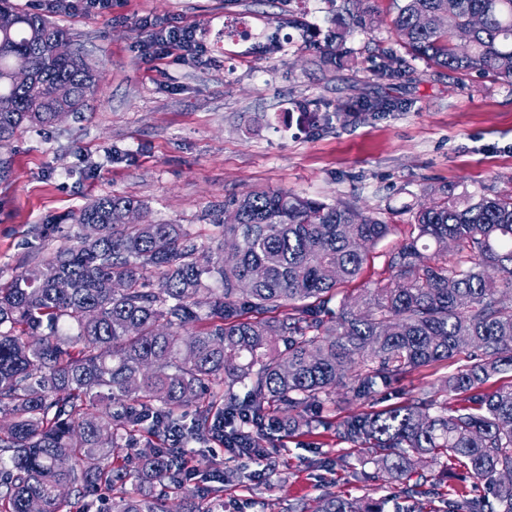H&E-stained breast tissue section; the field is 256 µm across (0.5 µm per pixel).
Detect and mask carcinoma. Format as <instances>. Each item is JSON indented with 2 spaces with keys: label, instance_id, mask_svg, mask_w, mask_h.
Segmentation results:
<instances>
[{
  "label": "carcinoma",
  "instance_id": "cac0c4a2",
  "mask_svg": "<svg viewBox=\"0 0 512 512\" xmlns=\"http://www.w3.org/2000/svg\"><path fill=\"white\" fill-rule=\"evenodd\" d=\"M333 28L316 66H344L347 41L372 20L373 0H328ZM405 50L376 64L398 78L410 62L512 83V0H392ZM0 145L24 129L81 113L96 70L46 15L0 0ZM25 70L31 79L16 81ZM409 208L410 231L388 255L392 278L356 298L369 250L390 231L381 216L281 189L224 202L236 222L224 239L235 259L207 257L182 224H119L139 200L106 195L71 215L74 245L0 282V512H74L91 495L104 512H224V497L186 489L181 455L224 437V416L249 423L228 442L269 438L268 421L298 427L344 385L376 399L391 384L440 361H469L432 391L336 424L365 448L377 472L399 480L418 464L457 461L487 494L448 502V512H512V195L479 187H430ZM459 257L448 264V241ZM432 251L425 257L426 251ZM65 280L69 288L57 283ZM123 288L111 291L108 282ZM336 308H331V303ZM286 310L282 319L265 314ZM281 339L284 349L272 352ZM130 448L136 469L112 461ZM131 488H126V485ZM388 498L334 492L314 512H385Z\"/></svg>",
  "mask_w": 512,
  "mask_h": 512
}]
</instances>
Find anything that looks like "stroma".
Wrapping results in <instances>:
<instances>
[{
    "mask_svg": "<svg viewBox=\"0 0 512 512\" xmlns=\"http://www.w3.org/2000/svg\"><path fill=\"white\" fill-rule=\"evenodd\" d=\"M370 25L348 42L358 61L312 65V49L265 0H121L111 15L52 13L100 75L80 117L19 133L0 146V281L69 243V219L106 194L134 197L155 223L181 224L205 247L224 235V202L282 189L380 213L391 231L371 250L344 293L388 281V254L408 235V206L428 186L482 185L512 194V84L464 77L413 62L397 79L379 78L373 55L398 51L390 0H375ZM187 24L208 62L167 60L150 69L138 51L144 21ZM400 102L394 112H361L362 99ZM323 120L307 121L311 109ZM337 388L320 423L265 441V478L240 472L229 454L196 448L188 489L224 483V512H288L332 491L352 499L399 498L402 485L362 464V449L336 436L338 421L376 409ZM419 512H444L447 499L474 496L456 461L423 467Z\"/></svg>",
    "mask_w": 512,
    "mask_h": 512,
    "instance_id": "35a3bbf8",
    "label": "stroma"
}]
</instances>
